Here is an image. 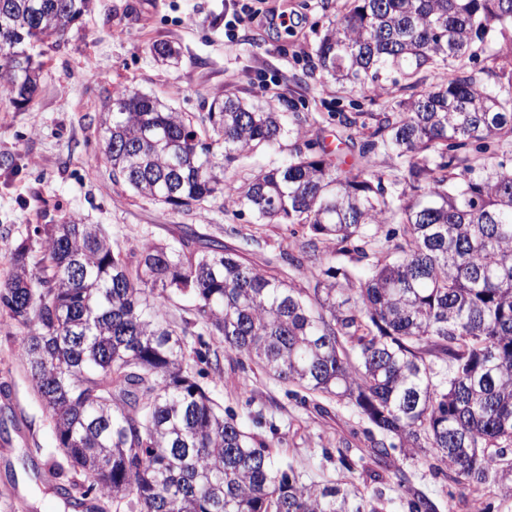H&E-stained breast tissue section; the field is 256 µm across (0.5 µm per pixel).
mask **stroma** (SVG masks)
Returning <instances> with one entry per match:
<instances>
[{
    "label": "stroma",
    "instance_id": "stroma-1",
    "mask_svg": "<svg viewBox=\"0 0 512 512\" xmlns=\"http://www.w3.org/2000/svg\"><path fill=\"white\" fill-rule=\"evenodd\" d=\"M346 0H265L264 11L287 13L291 29L244 23L236 38L223 17L237 0H94L64 41L32 50L43 64L32 104L13 108L0 96V282L13 271V251L37 224L77 215L103 225L124 249L176 242L185 231L223 239L257 266L279 261L303 236L298 224H258L216 199L173 210L113 183L98 137L105 101L127 89L151 94L198 117L211 101L231 92L244 103L301 117L305 138L336 147V130L321 123L329 112L378 113L385 98L369 99L317 69L315 50L340 17ZM168 42L181 57L171 67L150 53ZM11 320L0 311V512H65L47 485L31 481L22 455L51 448V420L34 394L18 343L6 341ZM212 397L236 415L245 431L272 441L278 456L305 482L338 483L380 499L385 512H407L400 477L423 490L439 512H512V495L494 492L476 501L419 459L393 450L390 458L364 455L367 425L344 405L304 401L253 363L224 357L219 366L194 363ZM353 445L352 469L341 468L340 439Z\"/></svg>",
    "mask_w": 512,
    "mask_h": 512
}]
</instances>
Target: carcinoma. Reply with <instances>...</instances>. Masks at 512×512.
Here are the masks:
<instances>
[{"label": "carcinoma", "instance_id": "obj_1", "mask_svg": "<svg viewBox=\"0 0 512 512\" xmlns=\"http://www.w3.org/2000/svg\"><path fill=\"white\" fill-rule=\"evenodd\" d=\"M92 4L0 0V93L16 108L39 88L28 49L64 39ZM477 39L488 42L479 70ZM150 51L180 56L165 42ZM316 58L336 82L390 99L367 132L351 133L355 115L328 113L341 128L334 150L301 140L298 113L231 94L198 125L121 92L99 121L112 182L174 210L222 198L261 224L307 228L288 269L257 268L193 232L126 252L76 217L35 225L15 248L0 309L22 330L61 453L29 470L71 512L102 497L117 512H381L373 496L304 482L273 443L224 416L187 364L219 363L205 334L282 383L345 403L370 425L374 458L407 448L462 491L512 493V0H349ZM438 70L447 78L421 88ZM286 138L281 163L224 179ZM348 144L365 167L342 168ZM304 269L306 287L287 276ZM177 301L190 313L181 327L164 314ZM399 486L409 512H438Z\"/></svg>", "mask_w": 512, "mask_h": 512}]
</instances>
